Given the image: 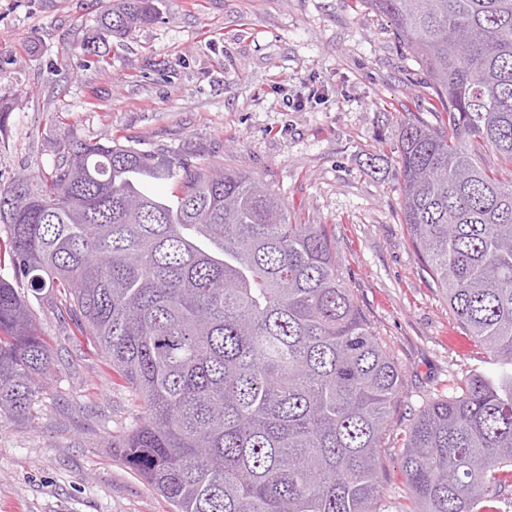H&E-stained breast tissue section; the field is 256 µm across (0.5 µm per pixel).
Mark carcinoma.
Wrapping results in <instances>:
<instances>
[{
  "label": "carcinoma",
  "mask_w": 512,
  "mask_h": 512,
  "mask_svg": "<svg viewBox=\"0 0 512 512\" xmlns=\"http://www.w3.org/2000/svg\"><path fill=\"white\" fill-rule=\"evenodd\" d=\"M361 2L424 71L439 118L399 125L403 224L494 365L415 414L398 512H498L512 476V0ZM99 3L87 57L156 17L154 0ZM0 224L14 269L0 276V419H31L45 390L28 298L45 294L135 392L139 422L112 447L177 512H388L379 452L403 374L323 225L290 223L249 175L110 139L70 140L49 175L0 186Z\"/></svg>",
  "instance_id": "carcinoma-1"
}]
</instances>
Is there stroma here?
Instances as JSON below:
<instances>
[{
	"instance_id": "stroma-1",
	"label": "stroma",
	"mask_w": 512,
	"mask_h": 512,
	"mask_svg": "<svg viewBox=\"0 0 512 512\" xmlns=\"http://www.w3.org/2000/svg\"><path fill=\"white\" fill-rule=\"evenodd\" d=\"M85 62L96 0H0V184L50 171L69 139H132L267 183L324 225L337 270L403 373L399 434L449 377L491 370L420 269L401 220L397 127L436 123L426 76L359 0H160ZM53 358L31 421L0 423V512H174L112 448L138 401L100 348L31 299Z\"/></svg>"
}]
</instances>
